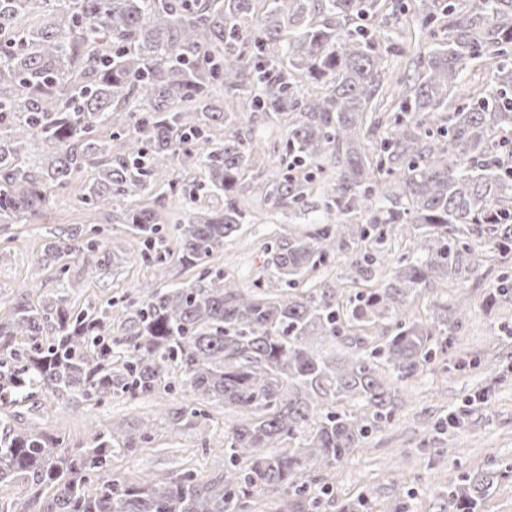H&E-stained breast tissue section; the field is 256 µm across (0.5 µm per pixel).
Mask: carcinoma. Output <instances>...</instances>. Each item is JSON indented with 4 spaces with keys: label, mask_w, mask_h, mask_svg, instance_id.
<instances>
[{
    "label": "carcinoma",
    "mask_w": 512,
    "mask_h": 512,
    "mask_svg": "<svg viewBox=\"0 0 512 512\" xmlns=\"http://www.w3.org/2000/svg\"><path fill=\"white\" fill-rule=\"evenodd\" d=\"M381 0H0V224H20L46 205L48 187L73 188L96 207H119L138 239V256L166 277L167 243L158 213L128 199L152 191L156 165L198 166L224 194L176 226L179 259L204 267L206 285L160 288L134 310L135 331L106 336V312L75 313L60 296L38 303L24 292L0 320V408L37 394L92 406L179 388L177 417L207 425L201 404L243 414L224 427L228 465L207 483L190 472L132 483L112 468L122 448L148 443V425L114 444L122 423L101 427L69 452L36 429L0 432V484L21 480L29 501L0 512H246L267 490L287 495L280 512H305L311 484L336 478L361 441L402 406L399 385L429 369L448 339L433 325L401 318L406 300L436 280L476 277L493 257L512 256V0H419L426 53L412 70L399 110L378 111L385 62L403 49L384 42ZM492 60L475 98L456 93L466 65ZM322 92L304 93L299 79ZM217 84L239 92L246 112L288 115L282 167L266 188L276 205L301 207L310 166L333 170L326 211L335 222L278 246L268 262L286 295L241 288L205 265L238 230L237 198L250 162ZM197 113L195 125L184 111ZM131 133L133 150L114 160L111 129ZM224 130L210 144L206 131ZM383 129L369 147L366 140ZM50 147L27 160L28 145ZM88 179H80L86 168ZM367 216L355 227L350 218ZM420 231L393 260L389 278L331 304L297 291L298 280L357 239L351 270L371 279L386 236ZM92 227L51 235L45 257L105 248ZM493 301L512 304V274ZM393 320L390 335L354 333ZM329 341L336 351L313 347ZM352 410L325 409L329 398ZM296 441L289 450L285 444ZM512 463L466 476L448 489L457 512H480Z\"/></svg>",
    "instance_id": "cac0c4a2"
}]
</instances>
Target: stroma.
<instances>
[{"mask_svg": "<svg viewBox=\"0 0 512 512\" xmlns=\"http://www.w3.org/2000/svg\"><path fill=\"white\" fill-rule=\"evenodd\" d=\"M404 3V10L387 16L380 31L402 48L424 50L417 0ZM213 96L232 113L253 151L238 184L246 220L236 235L225 239L223 250L214 254L209 266L233 276L245 288L273 282L277 273L267 262L268 248L322 226L327 218L324 187L332 174H317L307 207L271 206L265 200L266 183L280 165L287 123L273 115L240 110L226 87H214ZM152 181L154 191L141 203L162 215V233L171 250L165 280H157L153 270L139 260L136 241L111 209L91 207L72 189L55 187L35 223L0 226V318L10 315L15 297L27 287L35 301L63 294L73 311L91 305L106 309L108 333L122 337L129 332L134 303L161 283L196 282L198 269L184 267L176 254L175 224L190 204L218 207L222 200L210 191L201 170L193 167L158 166ZM91 227L101 229L111 255L109 263L101 267L96 255L74 254L60 269L43 264L47 231L69 233ZM349 257V251H338L314 275L310 286L317 298L332 302L337 289L365 288V281L351 271ZM66 279L71 287L65 292L60 285ZM493 285V276L437 281L407 300L404 319L434 325L436 335L449 337L448 350L439 354L431 370L409 380L402 396L404 405L394 420L372 431L361 449L338 469L331 490L336 501H352L366 493L369 512H395L399 504L405 505L406 512H456L448 497L449 484L497 463L512 462V345L498 341L512 330V305L491 302ZM461 293L469 300L468 312L462 325L452 331L445 323V308L452 296ZM469 399L474 402L473 411L455 431L451 442L455 457L447 459L436 453L437 443L427 426L446 415L448 408ZM180 406L177 395L164 391L135 400L116 398L101 407L38 396L1 410L0 427H34L62 439L65 447L77 449L87 447L100 426L114 421L134 428L145 424L151 442L122 452L113 462L128 480L188 471L199 480H210L224 470V428L240 414L220 404L207 406L216 427L206 432L195 422L174 421L173 412Z\"/></svg>", "mask_w": 512, "mask_h": 512, "instance_id": "obj_1", "label": "stroma"}]
</instances>
